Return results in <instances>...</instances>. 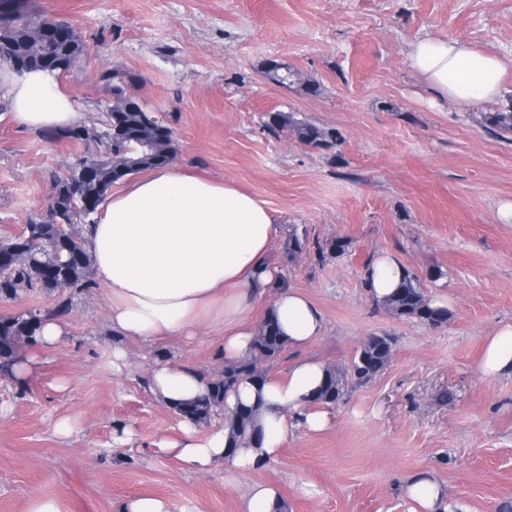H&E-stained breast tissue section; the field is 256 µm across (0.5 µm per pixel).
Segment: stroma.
Masks as SVG:
<instances>
[{
	"mask_svg": "<svg viewBox=\"0 0 512 512\" xmlns=\"http://www.w3.org/2000/svg\"><path fill=\"white\" fill-rule=\"evenodd\" d=\"M28 10L72 23L85 45L61 78L80 125L96 124L112 98L104 76L121 72L172 130L183 170L274 213L282 233L270 258L283 286L323 311L326 330L286 349L268 376L303 356L348 363L372 335L390 336L394 356L328 407L323 431L294 430L266 466L200 474L159 450L182 422L144 380L158 358L221 373L213 330L149 350L125 340L134 368L117 376L103 288L73 294L67 339L40 352L37 378L23 388L0 373V512H26L37 498L62 512H114L135 496L180 512H241L256 482L278 487L285 512H412L401 484L421 470L445 487L449 512L512 501V377L479 369L487 336L512 322V223L498 218L512 201V141L485 122L512 109V69L494 102L472 108L436 100L407 63L425 35L512 62V0H28ZM270 60L297 70L295 83L268 80ZM277 111L343 139L316 148L287 130L268 134L263 122ZM79 155L76 143L18 127L0 87V240L46 215L54 180ZM292 233L305 243L295 256ZM338 239L345 253L319 260L316 243ZM384 252L429 298L447 296L446 323L397 319L369 299L364 266ZM433 269L440 279H428ZM66 419L76 424L69 437L56 431Z\"/></svg>",
	"mask_w": 512,
	"mask_h": 512,
	"instance_id": "obj_1",
	"label": "stroma"
}]
</instances>
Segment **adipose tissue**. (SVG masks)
<instances>
[{"label":"adipose tissue","mask_w":512,"mask_h":512,"mask_svg":"<svg viewBox=\"0 0 512 512\" xmlns=\"http://www.w3.org/2000/svg\"><path fill=\"white\" fill-rule=\"evenodd\" d=\"M408 64L440 98L482 106L497 99L502 57L475 50L456 39L420 38L408 53ZM14 120L33 129L61 131L76 124L74 99L57 74L33 70L21 75L0 70ZM281 226L265 203L235 186L183 171L177 163L150 170L110 195L97 223L85 235L95 276L105 289L113 335L150 345L163 338L190 341L196 328L210 323L219 337L225 362L248 353L256 327L251 312L257 300L273 294L270 310L287 345L306 348L325 331L322 311L306 294L283 288L268 260ZM405 266L392 254H379L366 273L367 292L383 304L402 283ZM480 369L485 376H512V323L486 341ZM326 366L307 357L286 374L262 384L241 381L224 396L232 409L262 399L259 447L242 448L225 458L227 433L219 429L198 436L183 422L182 436L165 447L191 471H210L228 461L248 470L276 459L290 432L324 430L329 416L312 408ZM208 375L190 365L155 362L147 390L174 407L201 396ZM402 489L418 512H448L446 492L431 471L404 479Z\"/></svg>","instance_id":"obj_1"}]
</instances>
